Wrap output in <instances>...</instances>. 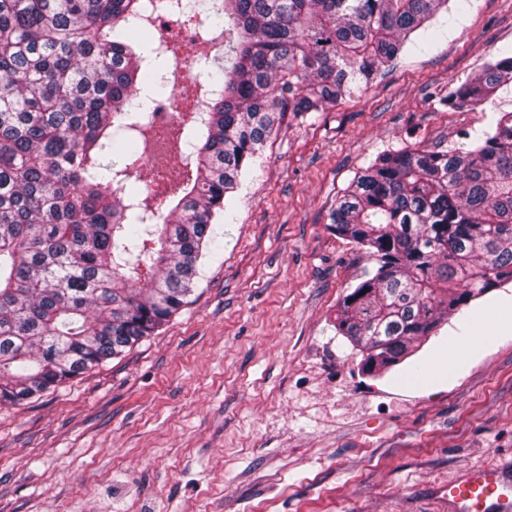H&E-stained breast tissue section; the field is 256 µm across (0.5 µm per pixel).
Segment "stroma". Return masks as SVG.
<instances>
[{
	"label": "stroma",
	"instance_id": "35a3bbf8",
	"mask_svg": "<svg viewBox=\"0 0 512 512\" xmlns=\"http://www.w3.org/2000/svg\"><path fill=\"white\" fill-rule=\"evenodd\" d=\"M506 47L512 0H471L355 95L286 115L182 308L120 357L0 408V512H448L449 482L512 461L497 311L512 282L368 375L336 316L370 261L330 227L378 153L473 147L512 112V84L470 109L442 103Z\"/></svg>",
	"mask_w": 512,
	"mask_h": 512
}]
</instances>
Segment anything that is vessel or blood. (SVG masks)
Instances as JSON below:
<instances>
[{
	"mask_svg": "<svg viewBox=\"0 0 512 512\" xmlns=\"http://www.w3.org/2000/svg\"><path fill=\"white\" fill-rule=\"evenodd\" d=\"M502 467L470 471L448 487V503L453 512H512V496L506 492Z\"/></svg>",
	"mask_w": 512,
	"mask_h": 512,
	"instance_id": "1",
	"label": "vessel or blood"
}]
</instances>
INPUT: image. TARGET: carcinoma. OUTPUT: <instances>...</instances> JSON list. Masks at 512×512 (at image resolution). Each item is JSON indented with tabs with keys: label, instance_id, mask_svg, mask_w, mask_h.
<instances>
[{
	"label": "carcinoma",
	"instance_id": "1",
	"mask_svg": "<svg viewBox=\"0 0 512 512\" xmlns=\"http://www.w3.org/2000/svg\"><path fill=\"white\" fill-rule=\"evenodd\" d=\"M470 0H0V405L119 357L185 303L212 223L286 113L372 83L450 6ZM228 32L204 55L203 108L180 109L191 173L130 189L178 49L131 35L154 15ZM512 82L503 51L447 99L475 107ZM375 272L336 323L367 371L399 362L449 314L512 280V112L471 148L384 151L330 214Z\"/></svg>",
	"mask_w": 512,
	"mask_h": 512
}]
</instances>
